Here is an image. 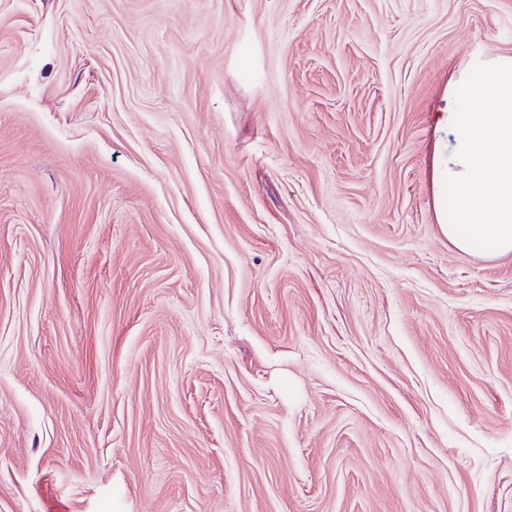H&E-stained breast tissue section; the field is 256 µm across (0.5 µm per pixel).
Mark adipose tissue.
Listing matches in <instances>:
<instances>
[{
  "label": "adipose tissue",
  "mask_w": 512,
  "mask_h": 512,
  "mask_svg": "<svg viewBox=\"0 0 512 512\" xmlns=\"http://www.w3.org/2000/svg\"><path fill=\"white\" fill-rule=\"evenodd\" d=\"M433 210L460 251L512 253V56L475 64L434 116Z\"/></svg>",
  "instance_id": "1"
}]
</instances>
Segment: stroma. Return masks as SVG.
<instances>
[{
	"label": "stroma",
	"mask_w": 512,
	"mask_h": 512,
	"mask_svg": "<svg viewBox=\"0 0 512 512\" xmlns=\"http://www.w3.org/2000/svg\"><path fill=\"white\" fill-rule=\"evenodd\" d=\"M512 0H0V512H512V254L432 207Z\"/></svg>",
	"instance_id": "35a3bbf8"
}]
</instances>
